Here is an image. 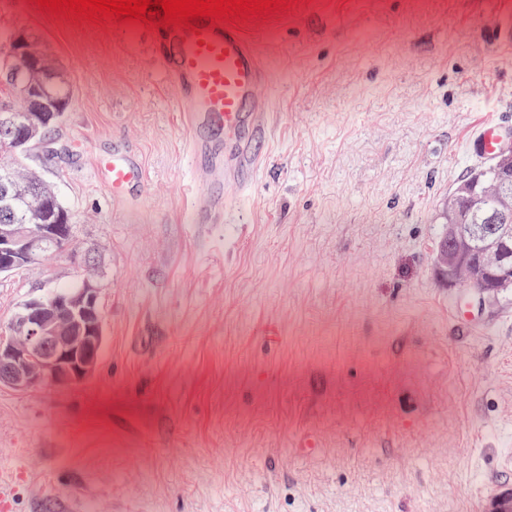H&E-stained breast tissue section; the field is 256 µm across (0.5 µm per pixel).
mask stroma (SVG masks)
I'll use <instances>...</instances> for the list:
<instances>
[{
  "label": "stroma",
  "mask_w": 512,
  "mask_h": 512,
  "mask_svg": "<svg viewBox=\"0 0 512 512\" xmlns=\"http://www.w3.org/2000/svg\"><path fill=\"white\" fill-rule=\"evenodd\" d=\"M20 27L73 85L54 157L20 165L99 253L105 342L82 387L0 388L10 512H484L512 489V296L479 305L433 258L466 137L512 126V0L245 20L268 160L228 224L189 221L157 24L0 0V33ZM115 154L146 173L123 200L99 165ZM79 278L63 255L0 275V325Z\"/></svg>",
  "instance_id": "35a3bbf8"
}]
</instances>
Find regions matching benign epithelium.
Listing matches in <instances>:
<instances>
[{"instance_id": "benign-epithelium-1", "label": "benign epithelium", "mask_w": 512, "mask_h": 512, "mask_svg": "<svg viewBox=\"0 0 512 512\" xmlns=\"http://www.w3.org/2000/svg\"><path fill=\"white\" fill-rule=\"evenodd\" d=\"M0 73L18 85L28 109L10 149L23 154L33 140L46 144L41 135L46 126L43 113L54 112L59 120L65 111L51 97L64 78V67L40 38L19 28L0 62ZM484 190L498 195L500 209L479 233L469 224L445 226L448 245L439 259L440 276L448 285L473 289L482 303L512 286V264L504 252L512 239V185L504 179ZM27 193V186L4 181L0 206L7 208ZM28 213L27 224H0V272L32 263L53 243L84 270V276L63 293L30 298L0 329V387L23 393L44 386L79 388L96 374L104 343L97 254L72 245L71 214L58 205L51 189L30 198ZM486 512H512V490L495 496Z\"/></svg>"}]
</instances>
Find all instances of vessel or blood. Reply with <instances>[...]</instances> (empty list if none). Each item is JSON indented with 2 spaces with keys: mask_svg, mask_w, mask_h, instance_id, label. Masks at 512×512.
Segmentation results:
<instances>
[{
  "mask_svg": "<svg viewBox=\"0 0 512 512\" xmlns=\"http://www.w3.org/2000/svg\"><path fill=\"white\" fill-rule=\"evenodd\" d=\"M160 40L166 53L164 73L181 93L178 110L188 133L190 161L208 172L206 186L193 189L201 202L191 221L219 222L234 209L233 192L251 191L266 165L269 129L258 90L269 73L253 42L232 23L203 20L191 30L173 25ZM503 132L497 120L482 121L466 141L469 157L492 161ZM102 167L104 185L118 199L144 179L142 168L122 155L103 161Z\"/></svg>",
  "mask_w": 512,
  "mask_h": 512,
  "instance_id": "vessel-or-blood-1",
  "label": "vessel or blood"
}]
</instances>
